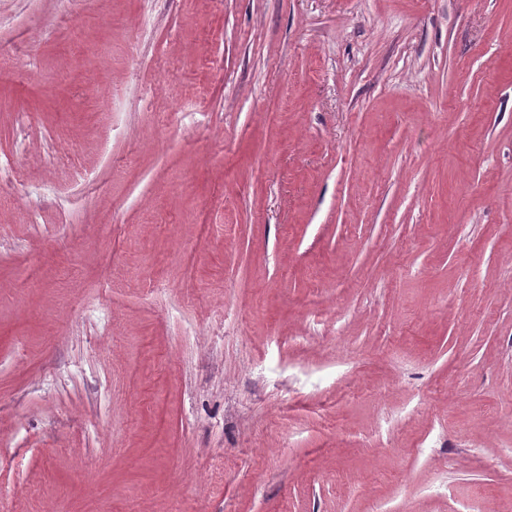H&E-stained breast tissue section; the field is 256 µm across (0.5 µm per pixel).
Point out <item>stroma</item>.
<instances>
[{
    "label": "stroma",
    "mask_w": 512,
    "mask_h": 512,
    "mask_svg": "<svg viewBox=\"0 0 512 512\" xmlns=\"http://www.w3.org/2000/svg\"><path fill=\"white\" fill-rule=\"evenodd\" d=\"M0 512H512V0H0Z\"/></svg>",
    "instance_id": "1"
}]
</instances>
